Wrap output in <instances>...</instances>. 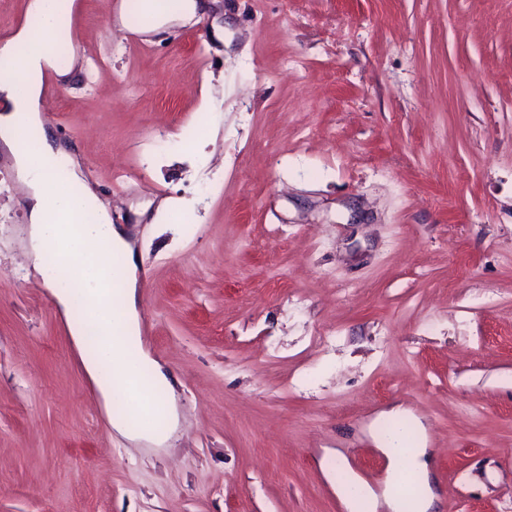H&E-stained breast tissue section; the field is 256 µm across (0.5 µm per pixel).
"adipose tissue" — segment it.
<instances>
[{
	"mask_svg": "<svg viewBox=\"0 0 512 512\" xmlns=\"http://www.w3.org/2000/svg\"><path fill=\"white\" fill-rule=\"evenodd\" d=\"M27 12L39 27L19 29L13 45L19 50L10 70L0 73V98L9 108L0 114V142L15 157L28 188L32 265L54 297L85 370L96 384L103 406L126 390L130 378L140 381L133 396L152 402L155 417L139 421L113 419L115 430L131 439L162 441L176 419L173 381L148 354L132 356L139 337L133 249L123 232L112 226L95 193L81 184L69 153L41 132L34 149L24 136L41 125L40 99L46 71H59L53 45L70 40L69 0H30ZM408 455L383 443L390 476L410 469L421 484L411 501L396 495L387 500L394 512H430L427 450L407 436Z\"/></svg>",
	"mask_w": 512,
	"mask_h": 512,
	"instance_id": "ef3b65f1",
	"label": "adipose tissue"
}]
</instances>
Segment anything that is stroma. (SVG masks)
<instances>
[{
	"instance_id": "stroma-1",
	"label": "stroma",
	"mask_w": 512,
	"mask_h": 512,
	"mask_svg": "<svg viewBox=\"0 0 512 512\" xmlns=\"http://www.w3.org/2000/svg\"><path fill=\"white\" fill-rule=\"evenodd\" d=\"M83 0L44 110L136 245L156 446L113 431L0 156V512H348L419 418L436 512H512V0ZM139 9L136 10L137 18L148 25L142 29V31H155L162 27L164 21L173 18L175 11L178 9L184 14H195L199 8H204L206 4H199L197 0H184L179 1L178 8L176 10H169L168 8L161 11L160 13L154 10L153 0H141Z\"/></svg>"
}]
</instances>
